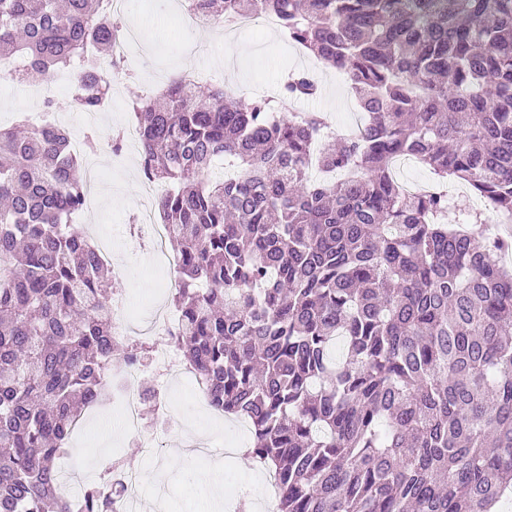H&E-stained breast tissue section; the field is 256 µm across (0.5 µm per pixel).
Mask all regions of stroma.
I'll use <instances>...</instances> for the list:
<instances>
[{"instance_id": "obj_1", "label": "stroma", "mask_w": 512, "mask_h": 512, "mask_svg": "<svg viewBox=\"0 0 512 512\" xmlns=\"http://www.w3.org/2000/svg\"><path fill=\"white\" fill-rule=\"evenodd\" d=\"M128 2L122 25L136 31L138 41L125 50L126 73L112 77V110L97 125L101 137L111 136L132 118L133 99L146 91L160 93L189 68L201 72V87L221 86L247 97L279 96L287 70L309 71L320 82L321 94L309 101L289 102V111L322 112L339 128L352 119L357 104L342 76L289 43L266 21H259L252 31H235L212 43L181 23L180 0ZM37 88V83L0 75L1 126L16 125L21 117L42 112ZM82 161L98 163L103 170V179L92 192L94 206L82 217V224L90 236L111 239L112 264L131 301L169 303L173 271L150 268L149 247L138 244L127 230L130 217L150 203L139 162L114 158L106 150L83 155ZM201 400V394L180 376L168 383L166 412H159L155 398L146 400L144 418L149 427L159 430L162 440L160 452L150 458L120 433L104 440L100 423L86 417L59 466L73 483L81 484L107 478L116 460L139 465L145 476L139 512H210L207 494L214 481L226 485L229 499L244 501L248 512H274L276 501L266 495L268 472L230 453L231 448L246 445L247 433L232 419H210L199 413Z\"/></svg>"}]
</instances>
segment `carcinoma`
Returning <instances> with one entry per match:
<instances>
[{"label": "carcinoma", "mask_w": 512, "mask_h": 512, "mask_svg": "<svg viewBox=\"0 0 512 512\" xmlns=\"http://www.w3.org/2000/svg\"><path fill=\"white\" fill-rule=\"evenodd\" d=\"M226 26L273 16L340 70L365 118L324 134L306 72L280 98H199L185 80L133 105L141 172L168 190L157 211L181 256L171 341L223 415L248 421L249 454L277 512H505L512 494V0H185ZM106 0H0V59L44 81L83 61L69 107L97 112L112 82ZM0 128V512H111L97 490L60 492L57 461L82 412L106 399L113 340L107 266L79 224L86 184L65 129ZM116 152L122 134L85 148ZM410 156L440 190L410 195ZM230 158L239 171L214 172ZM482 207L448 206L447 180Z\"/></svg>", "instance_id": "obj_1"}]
</instances>
